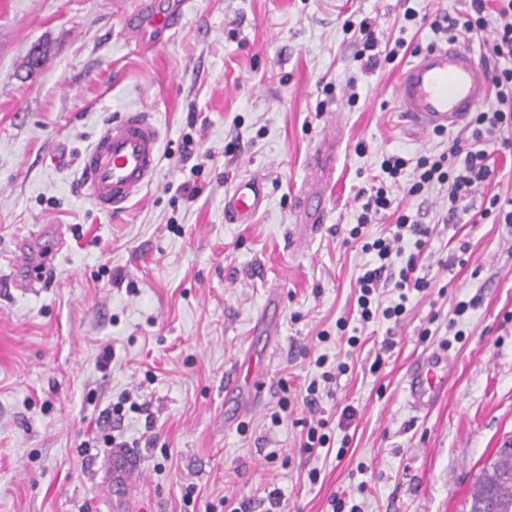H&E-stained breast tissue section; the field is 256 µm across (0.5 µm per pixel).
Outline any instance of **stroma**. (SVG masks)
I'll list each match as a JSON object with an SVG mask.
<instances>
[{"instance_id": "35a3bbf8", "label": "stroma", "mask_w": 512, "mask_h": 512, "mask_svg": "<svg viewBox=\"0 0 512 512\" xmlns=\"http://www.w3.org/2000/svg\"><path fill=\"white\" fill-rule=\"evenodd\" d=\"M137 3L0 0V512H224L228 501L242 512H332L336 497L359 512H463L485 462L512 442V224L472 221L493 195L512 197V151L495 152L494 175L456 219L441 190L395 191L399 209L432 229L419 257L431 286L410 294L399 326H360L367 256L348 236L355 196L383 156L437 155L467 136L420 131L395 109L413 48L445 35L405 24L403 0H189L170 42L146 55L123 32ZM363 19L406 52L363 69L343 29ZM39 45L45 62L27 70ZM138 110L160 126L161 162L126 212L106 215L77 191L79 160L107 124ZM334 115L345 138L332 212L299 246L296 196ZM189 138L211 157L198 172L182 160ZM255 173L267 209L225 223V193ZM185 183L200 187L195 199ZM57 226L47 280L18 292L9 256L23 244L39 254L40 230ZM461 301L470 307L458 317ZM264 314L278 322L271 341L254 330ZM437 347L456 372L417 413L405 372ZM248 352L268 388L240 422L224 373ZM322 353L348 370L310 406ZM128 391L143 411L108 420ZM321 417L333 423L330 449L303 452L306 422ZM107 434L139 450L146 480L105 504Z\"/></svg>"}]
</instances>
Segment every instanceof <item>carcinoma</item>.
Here are the masks:
<instances>
[{"label": "carcinoma", "instance_id": "obj_1", "mask_svg": "<svg viewBox=\"0 0 512 512\" xmlns=\"http://www.w3.org/2000/svg\"><path fill=\"white\" fill-rule=\"evenodd\" d=\"M468 512H512V447L497 449L477 481Z\"/></svg>", "mask_w": 512, "mask_h": 512}]
</instances>
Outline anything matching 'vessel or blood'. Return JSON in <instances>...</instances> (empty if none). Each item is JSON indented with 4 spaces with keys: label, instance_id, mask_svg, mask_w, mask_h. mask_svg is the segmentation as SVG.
<instances>
[{
    "label": "vessel or blood",
    "instance_id": "vessel-or-blood-1",
    "mask_svg": "<svg viewBox=\"0 0 512 512\" xmlns=\"http://www.w3.org/2000/svg\"><path fill=\"white\" fill-rule=\"evenodd\" d=\"M189 0H169L167 6L155 0H141L138 12L128 19L126 29L141 51L148 52L168 42L170 32L183 17ZM490 76L470 46L452 40L443 46L421 51L400 73L395 108L413 125L429 131L448 130L465 122L482 104L489 90ZM341 141L337 120H329L310 154L305 188L296 201L298 240H309L326 224L330 209L326 193L336 176V156ZM161 131L148 113H124L99 134L82 157V189L87 199L106 214L126 209L130 201L153 180L160 160ZM268 195L259 175L238 180L224 196V218L232 224H249L267 205ZM20 272L14 282L17 291H30L43 282L49 270L46 258L30 259L26 251L13 257ZM455 371L448 353L434 351L419 356L409 367L405 394L409 406L430 409L441 397ZM265 389L258 374L242 376L233 367L224 377V390L238 394L239 410L257 408ZM117 483L133 487L140 482L143 463L132 448H111L105 456Z\"/></svg>",
    "mask_w": 512,
    "mask_h": 512
}]
</instances>
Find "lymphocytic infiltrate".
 I'll return each mask as SVG.
<instances>
[{
	"mask_svg": "<svg viewBox=\"0 0 512 512\" xmlns=\"http://www.w3.org/2000/svg\"><path fill=\"white\" fill-rule=\"evenodd\" d=\"M486 2L470 0V9L465 17L439 14L430 21L429 26L437 33L458 29L469 38L486 42L487 58L495 64L491 77L494 95L492 108L474 113L468 139L453 140L448 150L439 156L423 155L414 163L398 154L384 157L374 184L356 195L360 213L355 227L348 232L350 238L360 239L371 216L390 210L393 200L389 190L393 187L402 188L406 196L414 197L423 191L426 184L438 182L447 185L449 209L457 211L476 187L494 175L495 170L489 163L491 146L512 148V139L507 136L508 131L512 130V0H497V7L492 12L488 11ZM344 29L361 42L362 47L356 52L355 58L368 69L375 68L383 60H395L404 46L403 41H396L394 48L382 54L378 51V40L368 23L358 24L349 20L345 22ZM395 227L391 236L363 241L362 248L370 254L371 259L361 267L357 278L356 301L362 321H371L379 313L385 320L397 323L406 313L404 303L386 308L378 303L379 281L385 269L397 268L396 290L422 292L430 286L429 281L418 274V258L429 243L431 228L405 213L398 215ZM407 237L412 239L414 246L413 252L408 254L402 248V242Z\"/></svg>",
	"mask_w": 512,
	"mask_h": 512,
	"instance_id": "obj_1",
	"label": "lymphocytic infiltrate"
}]
</instances>
